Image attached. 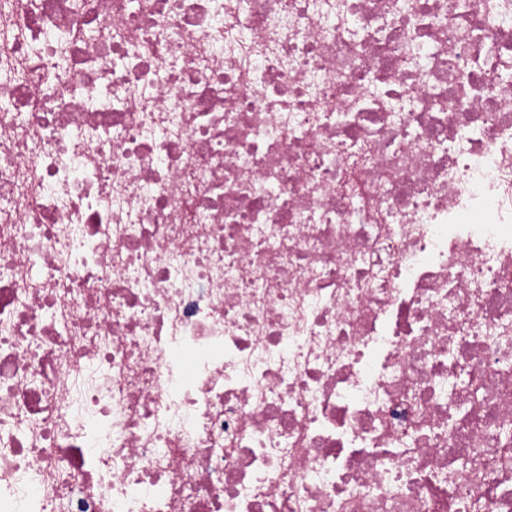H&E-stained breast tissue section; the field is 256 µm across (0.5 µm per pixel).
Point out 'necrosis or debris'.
<instances>
[{"label": "necrosis or debris", "mask_w": 512, "mask_h": 512, "mask_svg": "<svg viewBox=\"0 0 512 512\" xmlns=\"http://www.w3.org/2000/svg\"><path fill=\"white\" fill-rule=\"evenodd\" d=\"M512 0H0V512H512Z\"/></svg>", "instance_id": "obj_1"}]
</instances>
